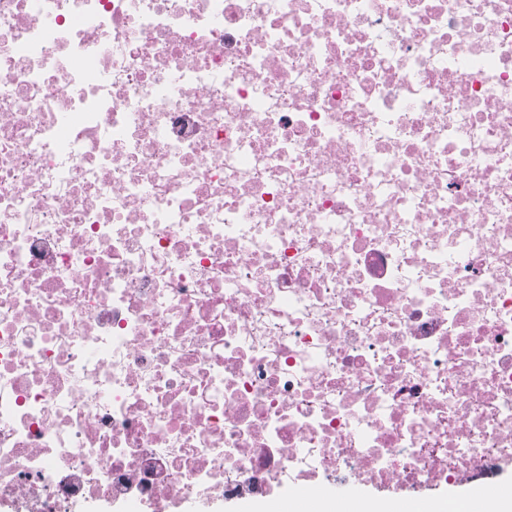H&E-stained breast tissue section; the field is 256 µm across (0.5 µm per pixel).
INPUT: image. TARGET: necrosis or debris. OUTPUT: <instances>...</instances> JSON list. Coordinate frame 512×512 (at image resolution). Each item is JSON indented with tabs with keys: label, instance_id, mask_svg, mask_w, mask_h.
I'll use <instances>...</instances> for the list:
<instances>
[{
	"label": "necrosis or debris",
	"instance_id": "obj_1",
	"mask_svg": "<svg viewBox=\"0 0 512 512\" xmlns=\"http://www.w3.org/2000/svg\"><path fill=\"white\" fill-rule=\"evenodd\" d=\"M512 466V0H0V512Z\"/></svg>",
	"mask_w": 512,
	"mask_h": 512
}]
</instances>
